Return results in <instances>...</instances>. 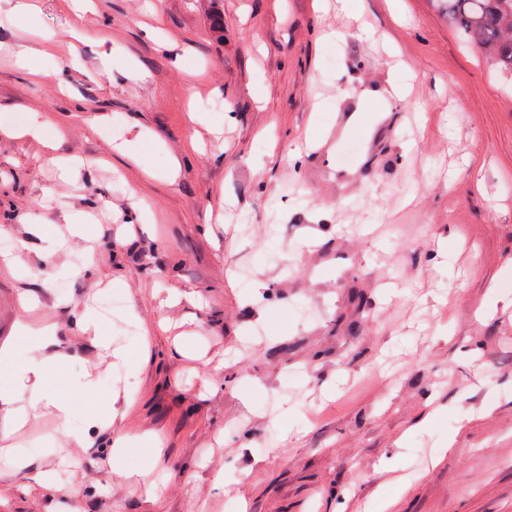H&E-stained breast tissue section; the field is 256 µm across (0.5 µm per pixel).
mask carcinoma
Listing matches in <instances>:
<instances>
[{"label": "carcinoma", "mask_w": 512, "mask_h": 512, "mask_svg": "<svg viewBox=\"0 0 512 512\" xmlns=\"http://www.w3.org/2000/svg\"><path fill=\"white\" fill-rule=\"evenodd\" d=\"M448 18L512 74V0H448Z\"/></svg>", "instance_id": "cac0c4a2"}]
</instances>
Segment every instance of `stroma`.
<instances>
[{
  "label": "stroma",
  "mask_w": 512,
  "mask_h": 512,
  "mask_svg": "<svg viewBox=\"0 0 512 512\" xmlns=\"http://www.w3.org/2000/svg\"><path fill=\"white\" fill-rule=\"evenodd\" d=\"M15 2L0 225L17 241L36 222L66 234L68 210L93 221L53 256L22 252L46 282L0 267V348L40 356L16 324L54 326L56 396L89 375L134 400L72 398L74 420H103L88 448L49 410L0 442V512H362L392 494L393 457L409 482L394 512H512V90L448 0H354L356 19L336 0ZM20 44L52 45L42 67L68 94L13 63ZM355 76L412 93L349 126ZM39 114L44 139L20 136ZM56 155L82 161L76 180ZM140 206L150 221L128 223ZM88 306L119 358L75 335ZM149 431L161 452L136 445L125 467L151 495L108 451Z\"/></svg>",
  "instance_id": "1"
}]
</instances>
